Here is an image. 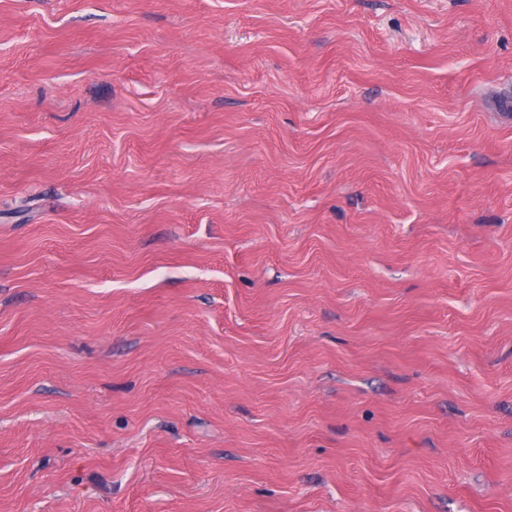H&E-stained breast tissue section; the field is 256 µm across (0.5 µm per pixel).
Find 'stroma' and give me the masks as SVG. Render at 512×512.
I'll use <instances>...</instances> for the list:
<instances>
[{
  "label": "stroma",
  "instance_id": "1",
  "mask_svg": "<svg viewBox=\"0 0 512 512\" xmlns=\"http://www.w3.org/2000/svg\"><path fill=\"white\" fill-rule=\"evenodd\" d=\"M0 512H512V0H0Z\"/></svg>",
  "mask_w": 512,
  "mask_h": 512
}]
</instances>
